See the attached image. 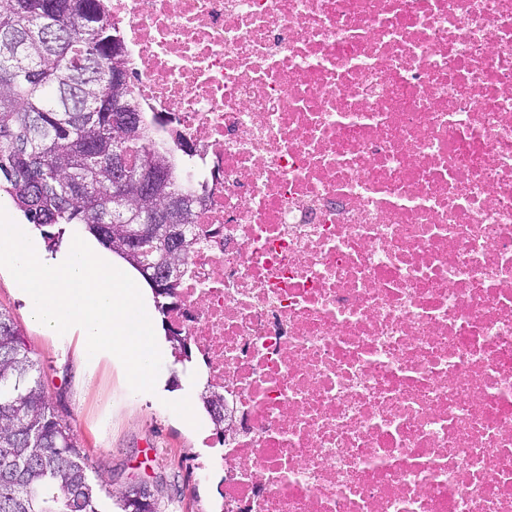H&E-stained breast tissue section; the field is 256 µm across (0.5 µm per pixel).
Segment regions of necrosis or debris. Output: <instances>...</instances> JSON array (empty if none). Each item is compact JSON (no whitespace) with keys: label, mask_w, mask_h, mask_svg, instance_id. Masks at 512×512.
<instances>
[{"label":"necrosis or debris","mask_w":512,"mask_h":512,"mask_svg":"<svg viewBox=\"0 0 512 512\" xmlns=\"http://www.w3.org/2000/svg\"><path fill=\"white\" fill-rule=\"evenodd\" d=\"M109 9L205 193L224 512H512V0Z\"/></svg>","instance_id":"necrosis-or-debris-1"}]
</instances>
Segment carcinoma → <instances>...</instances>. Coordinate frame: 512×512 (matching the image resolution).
Returning a JSON list of instances; mask_svg holds the SVG:
<instances>
[{"mask_svg":"<svg viewBox=\"0 0 512 512\" xmlns=\"http://www.w3.org/2000/svg\"><path fill=\"white\" fill-rule=\"evenodd\" d=\"M40 0H0V193L36 228L83 224L148 283L163 316L181 287L189 250L148 243L172 229L154 223L172 195L185 199L179 224L193 223V192L178 175L177 150L156 142L164 123L143 111L114 48L107 0H54L46 27ZM25 147L23 157L14 144ZM125 170L160 173L154 194L113 206L114 157ZM38 367L10 315L0 308V512H101L70 425L50 406ZM121 512H156L150 490L119 497Z\"/></svg>","mask_w":512,"mask_h":512,"instance_id":"carcinoma-1","label":"carcinoma"}]
</instances>
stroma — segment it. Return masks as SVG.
<instances>
[{"label": "stroma", "instance_id": "obj_1", "mask_svg": "<svg viewBox=\"0 0 512 512\" xmlns=\"http://www.w3.org/2000/svg\"><path fill=\"white\" fill-rule=\"evenodd\" d=\"M0 307L21 329L51 405L86 455L89 476L106 489V512L113 508L112 496L131 483L148 486L159 512H222L223 472L212 463L223 454L224 442L204 408H197L195 424L183 419V402L198 399V376L205 370L201 356L180 362L165 350L160 389L136 393L117 364L86 356L77 335H44L5 270H0ZM202 465L209 468L204 477L197 474Z\"/></svg>", "mask_w": 512, "mask_h": 512}]
</instances>
